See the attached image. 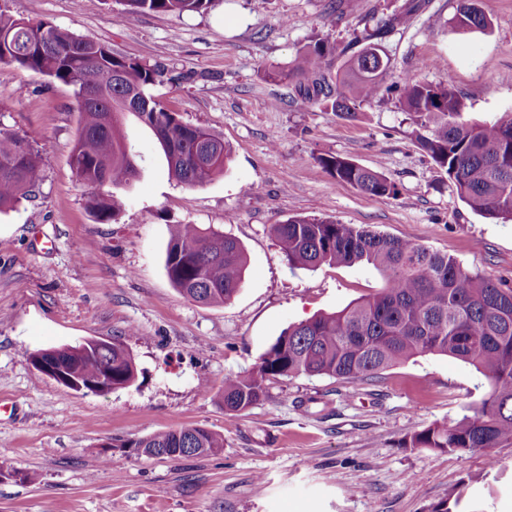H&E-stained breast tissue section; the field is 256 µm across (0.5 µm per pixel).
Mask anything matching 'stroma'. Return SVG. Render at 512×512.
<instances>
[{
  "instance_id": "stroma-1",
  "label": "stroma",
  "mask_w": 512,
  "mask_h": 512,
  "mask_svg": "<svg viewBox=\"0 0 512 512\" xmlns=\"http://www.w3.org/2000/svg\"><path fill=\"white\" fill-rule=\"evenodd\" d=\"M406 0H212L203 13L117 19L118 0H0V12L41 19L113 52L161 63L149 92L230 149L200 187L171 177L152 131L126 129L140 175L121 191L117 221L86 207L70 154L79 106L72 87L0 62V128L43 147L30 198L0 214V512H433L460 484L463 512H512V446L438 452L406 436L470 413L489 385L470 365L422 355L358 389L328 376L281 378L241 413L224 410L229 374L254 369L289 326L342 309L383 285L369 265L289 266L270 232L323 215L456 257L512 285V221L467 206L415 142L395 85L445 84L463 119L512 115V0H479L488 32L450 24L457 0L430 7L379 38L391 66L378 95L344 118L294 102L269 79L313 39L333 66ZM339 155L381 170L398 190L374 197L319 163ZM177 224L219 228L244 247V282L223 305L186 300L164 268ZM120 338L138 368L128 388L83 394L38 372L31 353ZM201 426L224 437L213 456L147 457L127 448L155 432ZM500 460L486 465L487 456ZM37 472L38 483L19 473Z\"/></svg>"
}]
</instances>
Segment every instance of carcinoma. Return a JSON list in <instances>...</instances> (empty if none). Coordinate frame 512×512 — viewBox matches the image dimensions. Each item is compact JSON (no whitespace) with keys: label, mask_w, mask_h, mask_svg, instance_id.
<instances>
[{"label":"carcinoma","mask_w":512,"mask_h":512,"mask_svg":"<svg viewBox=\"0 0 512 512\" xmlns=\"http://www.w3.org/2000/svg\"><path fill=\"white\" fill-rule=\"evenodd\" d=\"M121 14L182 16L206 11L211 0H118ZM430 0H410L404 12L366 33V45L327 75L332 48L324 40L308 46L280 77L294 83L297 104L329 103L341 116L377 95L390 67L374 40L425 10ZM451 23L485 32L490 18L477 0H459ZM0 62L71 86L80 100L79 133L71 151L77 181L88 189L87 209L109 223L124 209L117 189L137 175L132 145L122 128L136 115L155 134L171 176L189 187L224 173L230 151L201 125L182 121L147 93L167 75L164 66L115 54L103 43L79 37L48 22L0 13ZM399 102L416 126V140L448 175L458 197L472 210L512 220V116L489 124L462 121L465 104L445 85L414 78L398 89ZM43 149L0 129V212L28 198L41 180ZM339 183L375 197L397 188L380 171L339 155L319 157ZM272 235L290 265L368 264L383 276L375 294L344 309L319 314L284 331L248 374L224 377V410L243 411L267 396V382L298 375L329 376L354 385L422 354L445 355L473 366L489 382L480 406L449 423L433 425L404 440L413 448L476 452L512 445V287L464 268L448 253L323 216L290 217ZM247 256L235 238L211 226L177 224L165 256L170 283L188 300L224 304L238 293ZM54 358L81 378L112 377L124 389L137 366L119 339L52 348ZM155 448L171 458L215 455L224 438L187 426L121 444Z\"/></svg>","instance_id":"cac0c4a2"}]
</instances>
